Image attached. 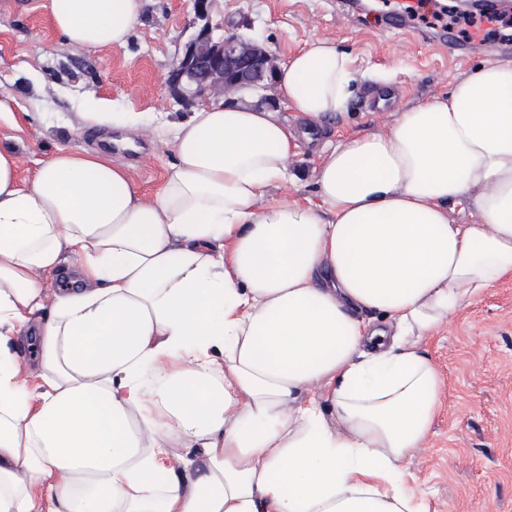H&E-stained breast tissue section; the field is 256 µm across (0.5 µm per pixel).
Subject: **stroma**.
Wrapping results in <instances>:
<instances>
[{
    "instance_id": "stroma-1",
    "label": "stroma",
    "mask_w": 512,
    "mask_h": 512,
    "mask_svg": "<svg viewBox=\"0 0 512 512\" xmlns=\"http://www.w3.org/2000/svg\"><path fill=\"white\" fill-rule=\"evenodd\" d=\"M45 0H0V146L16 150L19 175L30 179L58 149L92 150L125 167L141 193L155 195L176 160L174 124L185 111L170 99L163 77L192 32V0H144L123 46H72L54 28ZM401 0H215V18L242 22V35L266 44L284 64L305 43L326 37L358 57L365 71L346 114L312 134L294 168L312 171L319 151L365 131L382 130L396 111L448 93L488 51L457 64L447 50L423 42L429 25L391 32L389 12ZM135 112L136 128L84 124L94 103ZM443 385L425 448L407 461L430 512H512V277L465 303L420 343Z\"/></svg>"
}]
</instances>
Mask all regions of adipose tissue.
Listing matches in <instances>:
<instances>
[{"instance_id":"obj_1","label":"adipose tissue","mask_w":512,"mask_h":512,"mask_svg":"<svg viewBox=\"0 0 512 512\" xmlns=\"http://www.w3.org/2000/svg\"><path fill=\"white\" fill-rule=\"evenodd\" d=\"M47 8L105 48L142 0ZM357 75L314 38L276 80L319 127ZM299 149L274 112L212 103L148 198L105 156L24 181L0 147V512H428L405 459L442 380L419 343L512 274V63L324 150L317 202L272 199Z\"/></svg>"}]
</instances>
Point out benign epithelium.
<instances>
[{
    "instance_id": "obj_1",
    "label": "benign epithelium",
    "mask_w": 512,
    "mask_h": 512,
    "mask_svg": "<svg viewBox=\"0 0 512 512\" xmlns=\"http://www.w3.org/2000/svg\"><path fill=\"white\" fill-rule=\"evenodd\" d=\"M213 0H194L193 32L177 48L164 75L170 98L185 110L223 99L238 102L244 91L257 93L254 106L276 111L279 99L265 90L275 83L274 57L256 38H246L234 26H215Z\"/></svg>"
}]
</instances>
